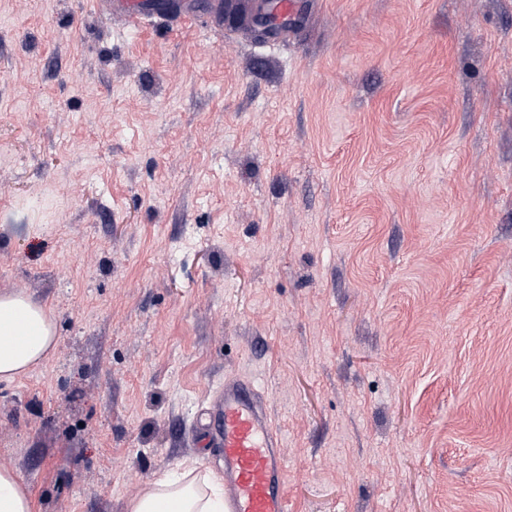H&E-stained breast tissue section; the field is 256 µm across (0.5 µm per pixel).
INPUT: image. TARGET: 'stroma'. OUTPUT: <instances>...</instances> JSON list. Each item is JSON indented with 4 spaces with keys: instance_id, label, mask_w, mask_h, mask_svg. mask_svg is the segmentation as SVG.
Here are the masks:
<instances>
[{
    "instance_id": "1",
    "label": "stroma",
    "mask_w": 512,
    "mask_h": 512,
    "mask_svg": "<svg viewBox=\"0 0 512 512\" xmlns=\"http://www.w3.org/2000/svg\"><path fill=\"white\" fill-rule=\"evenodd\" d=\"M0 382L35 512H125L225 378L291 512H512V0H308L287 42L0 0ZM55 323L47 308L26 295L0 293V381L11 382L54 352Z\"/></svg>"
}]
</instances>
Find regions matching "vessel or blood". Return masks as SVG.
I'll return each instance as SVG.
<instances>
[{
	"instance_id": "obj_1",
	"label": "vessel or blood",
	"mask_w": 512,
	"mask_h": 512,
	"mask_svg": "<svg viewBox=\"0 0 512 512\" xmlns=\"http://www.w3.org/2000/svg\"><path fill=\"white\" fill-rule=\"evenodd\" d=\"M113 20L143 27L144 0H101ZM279 39L305 17L304 0H270ZM213 447L224 457L227 512H289L287 464L263 393L252 380L228 378L214 395L206 424Z\"/></svg>"
}]
</instances>
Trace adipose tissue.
<instances>
[{
    "mask_svg": "<svg viewBox=\"0 0 512 512\" xmlns=\"http://www.w3.org/2000/svg\"><path fill=\"white\" fill-rule=\"evenodd\" d=\"M55 345V323L43 304L0 293V381H13L45 362ZM0 512H33L28 483L10 467H0ZM126 512H224L223 484L216 473L200 476L191 465L167 471L130 499Z\"/></svg>",
    "mask_w": 512,
    "mask_h": 512,
    "instance_id": "ef3b65f1",
    "label": "adipose tissue"
}]
</instances>
